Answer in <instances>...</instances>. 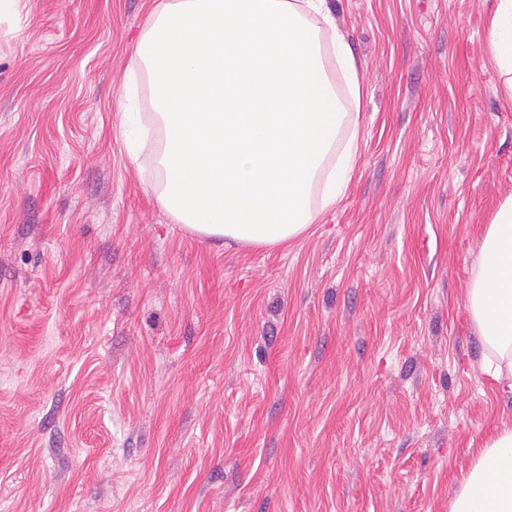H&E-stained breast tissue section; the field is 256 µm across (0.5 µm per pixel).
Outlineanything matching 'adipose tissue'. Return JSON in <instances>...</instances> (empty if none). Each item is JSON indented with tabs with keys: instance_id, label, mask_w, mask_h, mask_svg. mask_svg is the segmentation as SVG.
<instances>
[{
	"instance_id": "1",
	"label": "adipose tissue",
	"mask_w": 512,
	"mask_h": 512,
	"mask_svg": "<svg viewBox=\"0 0 512 512\" xmlns=\"http://www.w3.org/2000/svg\"><path fill=\"white\" fill-rule=\"evenodd\" d=\"M487 52L512 103V0ZM146 76L159 205L189 233L255 247L304 237L336 206L359 149L358 63L326 0H158L131 61ZM467 310L484 366L512 393V196L482 236ZM448 512H512V429L482 448Z\"/></svg>"
}]
</instances>
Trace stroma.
Masks as SVG:
<instances>
[{
  "label": "stroma",
  "instance_id": "obj_1",
  "mask_svg": "<svg viewBox=\"0 0 512 512\" xmlns=\"http://www.w3.org/2000/svg\"><path fill=\"white\" fill-rule=\"evenodd\" d=\"M153 2L0 6V512H448L512 429L466 307L512 195L494 0H328L359 158L276 248L189 234L129 163Z\"/></svg>",
  "mask_w": 512,
  "mask_h": 512
}]
</instances>
